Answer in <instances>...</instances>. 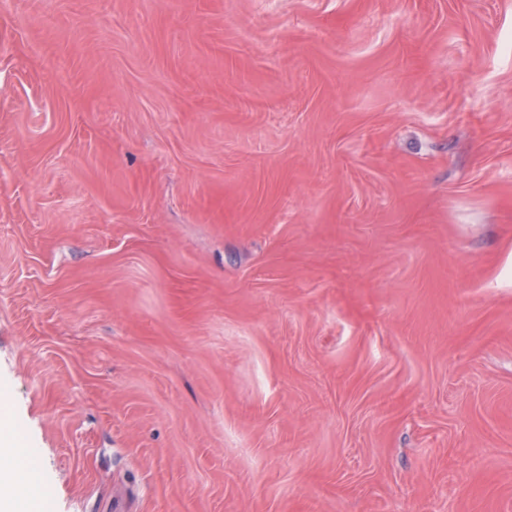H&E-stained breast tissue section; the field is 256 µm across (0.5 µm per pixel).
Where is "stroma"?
Returning <instances> with one entry per match:
<instances>
[{
    "label": "stroma",
    "instance_id": "35a3bbf8",
    "mask_svg": "<svg viewBox=\"0 0 512 512\" xmlns=\"http://www.w3.org/2000/svg\"><path fill=\"white\" fill-rule=\"evenodd\" d=\"M1 418L35 512H512V0H0Z\"/></svg>",
    "mask_w": 512,
    "mask_h": 512
}]
</instances>
